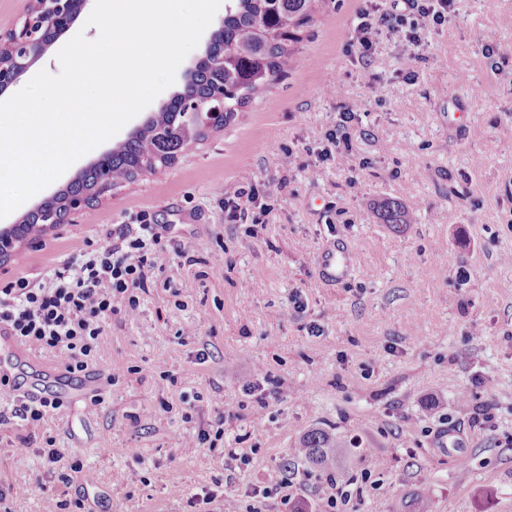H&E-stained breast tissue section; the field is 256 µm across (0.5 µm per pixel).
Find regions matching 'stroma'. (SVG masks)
<instances>
[{
	"label": "stroma",
	"instance_id": "obj_1",
	"mask_svg": "<svg viewBox=\"0 0 512 512\" xmlns=\"http://www.w3.org/2000/svg\"><path fill=\"white\" fill-rule=\"evenodd\" d=\"M360 5L328 0L229 125L0 267L1 289L139 212L195 215L181 231L195 264L164 249L170 288L109 320L102 389L0 433L11 512H44V485L96 512H303L333 482L343 512H512V58L493 55L512 0H460L415 50L380 40L366 70L347 52ZM344 111L355 161L320 159ZM292 155L307 167L283 188ZM250 182L275 206L254 237L218 208ZM387 201L411 224L382 223ZM329 247L350 257L333 283L316 268ZM221 411L212 446L201 433ZM317 429L344 444L335 468L294 453ZM52 444L82 473L50 463ZM280 469L287 494H264Z\"/></svg>",
	"mask_w": 512,
	"mask_h": 512
}]
</instances>
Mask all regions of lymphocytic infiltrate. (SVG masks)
<instances>
[{
	"label": "lymphocytic infiltrate",
	"instance_id": "f902f5d3",
	"mask_svg": "<svg viewBox=\"0 0 512 512\" xmlns=\"http://www.w3.org/2000/svg\"><path fill=\"white\" fill-rule=\"evenodd\" d=\"M456 14L455 0H367L360 10L352 44L360 66H368L379 38L418 46L425 31L443 25ZM224 219L248 225L250 233L268 224L274 211L262 202L256 185L220 203ZM179 225L158 223L141 212L135 223L110 231L108 246L82 252L38 278H18L0 290V330L22 345L59 353L66 369L80 373L95 360L99 339L117 303L137 308L143 294L158 282L155 255L166 242L186 264H195L178 243Z\"/></svg>",
	"mask_w": 512,
	"mask_h": 512
}]
</instances>
